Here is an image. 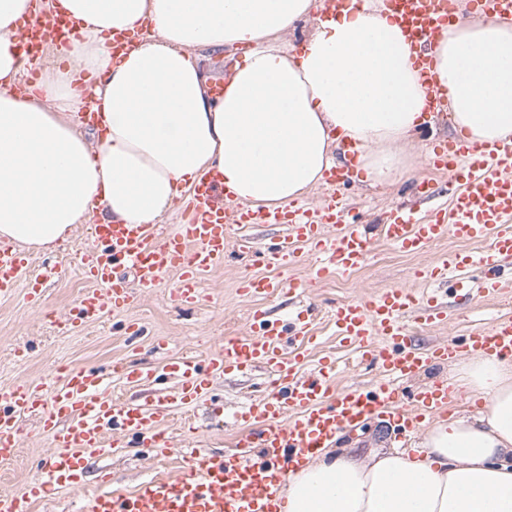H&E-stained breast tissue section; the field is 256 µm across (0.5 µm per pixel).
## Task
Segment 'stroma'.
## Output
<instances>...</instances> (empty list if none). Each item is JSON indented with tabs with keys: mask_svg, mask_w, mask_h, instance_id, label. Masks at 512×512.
I'll return each mask as SVG.
<instances>
[{
	"mask_svg": "<svg viewBox=\"0 0 512 512\" xmlns=\"http://www.w3.org/2000/svg\"><path fill=\"white\" fill-rule=\"evenodd\" d=\"M428 176L431 174L426 160L420 157L410 180L375 187L350 181L342 188L349 220L372 226L383 224L389 208L409 203L415 182ZM93 246L89 225L81 224L69 241L59 243L54 250L33 254L31 274H39L47 266L57 269L56 276L46 285L41 306H33L21 287L12 296L0 297V391L43 379L61 366L110 367L131 361L158 370V378L153 385L132 388L115 376L107 387L109 394L122 398L171 396L177 391L176 381L160 373L167 353L190 349L206 357L220 350L225 338L244 334L254 302L240 293L239 282L245 275L263 273L264 268L254 256L239 254L232 248L227 250L223 266L204 283L203 300L194 309H183L172 301L170 292L174 278L168 275L155 287L138 289L133 306L83 323L71 334L60 333L54 326L55 321L68 314L87 288L78 268L83 253ZM474 249V244L448 238L422 253L409 254L378 239L364 267L306 288L300 300L312 308L320 329L319 344L304 356L307 368H314L321 356L330 355L339 370L337 385L371 386L376 370L357 363L351 350L337 342L330 321L332 307L338 302L364 299L389 288L416 287V271L430 268L444 253ZM444 311V319L438 327L412 326L415 343L431 346L446 339H461L472 326L490 315L512 316V303H505L499 296L477 302L457 291L446 293ZM162 340L168 342V351L158 350L157 344ZM266 387L265 375L258 369L214 380L209 400L189 409L194 434H187L180 416L164 420L163 427L171 443L166 455L155 456L150 448H121L91 459L80 488L59 491L50 502H36L32 512H79L85 495L91 493L98 479L104 476L114 485L133 489L152 474L179 472L184 465L183 451L187 448L225 452L235 433L214 416L213 404L223 405L229 413L265 395ZM396 444L393 426L373 418L358 427L343 430L331 451L364 454L373 448H390ZM52 450L49 437L40 430L38 416L22 421L17 457L0 464V493L21 490L35 479Z\"/></svg>",
	"mask_w": 512,
	"mask_h": 512,
	"instance_id": "1",
	"label": "stroma"
}]
</instances>
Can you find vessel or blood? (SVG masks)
<instances>
[{
  "label": "vessel or blood",
  "mask_w": 512,
  "mask_h": 512,
  "mask_svg": "<svg viewBox=\"0 0 512 512\" xmlns=\"http://www.w3.org/2000/svg\"><path fill=\"white\" fill-rule=\"evenodd\" d=\"M394 20L411 43L413 64L427 90L425 110L437 115L448 100L432 72L436 39L448 19V0H386ZM58 22L42 18L25 23L18 48L63 42ZM429 166L451 173L447 206L419 212L412 207L392 210L380 228L385 242L408 252L424 251L433 242L453 237L484 243V250L448 253L433 265L430 278L453 280L461 288L490 295L497 293L501 274L512 260V141L492 145L466 136L439 143L428 156ZM344 171L330 173L329 191L313 210L288 205L268 211L243 206L229 209L215 202L217 173L200 177L189 190L191 218L185 224H104L92 227L95 249L81 258V273L93 288L84 293L64 322L63 333L76 323L96 320L107 311L131 304L138 286L150 288L176 273L171 289L174 301L184 306L201 302V285L224 264L227 231L241 227L236 238L239 252L256 250L251 224L284 226L273 248L261 253L268 272L245 277L243 294L268 299L300 291L301 283L282 277L302 252L315 261L310 281L331 274H348L369 258L373 240L361 224L344 220L346 207L340 186ZM31 258L14 245L0 242V296L12 294ZM130 269L133 280L117 277V268ZM443 318L437 296L412 288H390L364 301L336 304L331 320L337 337L362 358L379 361L380 378L372 389L356 385L336 389L335 361L321 359L318 368L301 375L303 361L288 352L287 343L304 348L315 344L309 311L300 307L288 319L269 317L262 307L251 310L245 335L225 340L221 351L207 358L192 353L174 355L163 366L179 388L175 398L130 401L104 394L108 371L98 367L66 368L52 377L0 394V461L15 458L23 417L42 415V433L53 452L38 478L20 491L0 495V512H31L61 487L81 484L92 458L119 447L130 438L139 448L164 454L169 446L159 421L175 405L200 400L212 379L232 372L263 369L268 378L264 398L249 403L234 419L241 436L233 451L216 454L193 449L187 471L176 478H151L127 492L111 486L92 494L84 512H279L278 503L289 472L304 465L336 434L377 415L389 418L398 434L409 436L426 418L447 417L461 392L440 378L402 399L401 382L427 368L447 364L459 350L512 358V318H498L471 328L463 345L438 344L422 348L410 337L411 324L431 326Z\"/></svg>",
  "instance_id": "1"
}]
</instances>
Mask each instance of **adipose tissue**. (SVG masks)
I'll return each mask as SVG.
<instances>
[{"instance_id":"1","label":"adipose tissue","mask_w":512,"mask_h":512,"mask_svg":"<svg viewBox=\"0 0 512 512\" xmlns=\"http://www.w3.org/2000/svg\"><path fill=\"white\" fill-rule=\"evenodd\" d=\"M323 0H0V238L30 250L102 219L155 224L217 170L235 203L284 207L358 151L365 183L414 164L432 119L409 42L382 0L326 21ZM68 17L66 45L28 95L17 45L28 17ZM315 28L300 47L285 38ZM130 47L117 51L114 36ZM243 48L222 97L202 52ZM436 74L452 129L512 138V23L473 13L438 39ZM94 125L75 122L84 110ZM484 406L450 415L416 451L319 454L289 473L285 512H512V362L477 355L458 369Z\"/></svg>"}]
</instances>
